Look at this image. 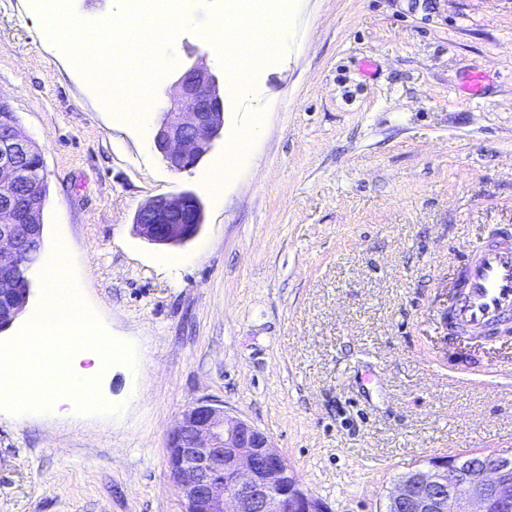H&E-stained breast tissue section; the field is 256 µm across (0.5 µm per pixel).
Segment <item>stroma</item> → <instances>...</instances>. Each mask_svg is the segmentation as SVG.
I'll return each instance as SVG.
<instances>
[{
  "mask_svg": "<svg viewBox=\"0 0 512 512\" xmlns=\"http://www.w3.org/2000/svg\"><path fill=\"white\" fill-rule=\"evenodd\" d=\"M285 3L280 50L176 173L154 129L193 62L228 84L208 35L228 0H188L139 125L43 38L33 0H0V97L44 159L29 302L66 247L72 288L136 359L103 370L120 414L0 408V512H183L166 443L202 398L264 431L329 512H382L434 458L512 452V340L452 352L447 324L458 255L512 233V0ZM183 191L204 208L194 239L136 235L142 204Z\"/></svg>",
  "mask_w": 512,
  "mask_h": 512,
  "instance_id": "obj_1",
  "label": "stroma"
}]
</instances>
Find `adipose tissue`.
I'll list each match as a JSON object with an SVG mask.
<instances>
[{"label": "adipose tissue", "instance_id": "obj_1", "mask_svg": "<svg viewBox=\"0 0 512 512\" xmlns=\"http://www.w3.org/2000/svg\"><path fill=\"white\" fill-rule=\"evenodd\" d=\"M234 76L232 91L248 90L250 75L288 36V18L279 0H235L221 33Z\"/></svg>", "mask_w": 512, "mask_h": 512}]
</instances>
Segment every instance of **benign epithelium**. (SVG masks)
Segmentation results:
<instances>
[{"label":"benign epithelium","mask_w":512,"mask_h":512,"mask_svg":"<svg viewBox=\"0 0 512 512\" xmlns=\"http://www.w3.org/2000/svg\"><path fill=\"white\" fill-rule=\"evenodd\" d=\"M153 136L154 149L174 172L195 167L224 126V97L202 62L186 67ZM40 155L22 135L8 105L0 101V332L27 303L24 257L43 250V204L16 187L26 157ZM198 199L182 192L159 196L135 215L139 236L153 244L181 245L197 236ZM167 466L184 512H327L305 491L288 461L259 428L231 414L224 404L200 399L187 406L168 434ZM512 512V454H483L467 468L435 458L400 483L389 499L393 512Z\"/></svg>","instance_id":"obj_1"}]
</instances>
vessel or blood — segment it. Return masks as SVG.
Listing matches in <instances>:
<instances>
[{"label":"vessel or blood","instance_id":"obj_1","mask_svg":"<svg viewBox=\"0 0 512 512\" xmlns=\"http://www.w3.org/2000/svg\"><path fill=\"white\" fill-rule=\"evenodd\" d=\"M460 300L448 309L454 333L470 340L512 334V238L500 236L463 255Z\"/></svg>","mask_w":512,"mask_h":512}]
</instances>
